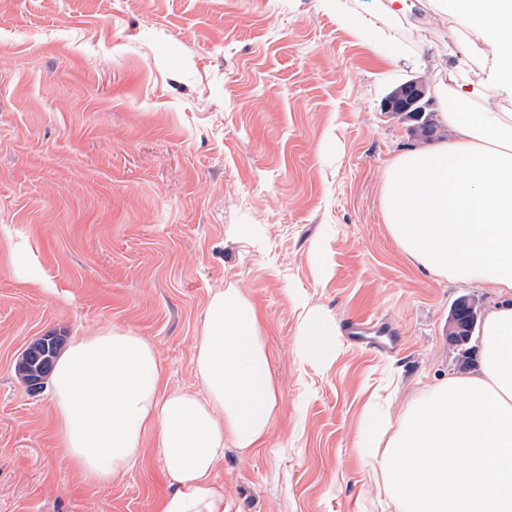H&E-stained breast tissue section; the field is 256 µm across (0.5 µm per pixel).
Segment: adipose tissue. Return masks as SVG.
<instances>
[{
  "mask_svg": "<svg viewBox=\"0 0 512 512\" xmlns=\"http://www.w3.org/2000/svg\"><path fill=\"white\" fill-rule=\"evenodd\" d=\"M481 35L493 60L488 85L512 80V0H437ZM438 122L450 136L391 157L382 214L420 269L488 289L478 368L431 387L394 430L363 434L396 512H512V113L438 82ZM338 328L304 306L299 350L321 367L336 355ZM200 390L169 388L153 346L110 328L77 336L52 371L63 456L86 479L122 478L146 435L172 479L154 512H227L213 474L225 447L263 446L277 390L262 316L240 289L210 297L196 339Z\"/></svg>",
  "mask_w": 512,
  "mask_h": 512,
  "instance_id": "adipose-tissue-1",
  "label": "adipose tissue"
}]
</instances>
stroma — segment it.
Instances as JSON below:
<instances>
[{"mask_svg": "<svg viewBox=\"0 0 512 512\" xmlns=\"http://www.w3.org/2000/svg\"><path fill=\"white\" fill-rule=\"evenodd\" d=\"M0 0V512H152L171 480L153 440L110 484L69 467L50 386L15 372L56 332L117 327L154 347L170 388L191 363L206 304L235 286L258 307L278 385L265 447H231L215 473L228 512H394L358 446L372 394L391 413L456 370L452 304L486 291L419 269L381 212L385 165L416 148L383 109L413 77L485 88L488 48L418 0ZM370 16L357 27L352 14ZM26 240L47 288L12 259ZM342 330L324 367L298 355L299 300ZM361 316L395 348L352 344Z\"/></svg>", "mask_w": 512, "mask_h": 512, "instance_id": "1", "label": "stroma"}]
</instances>
